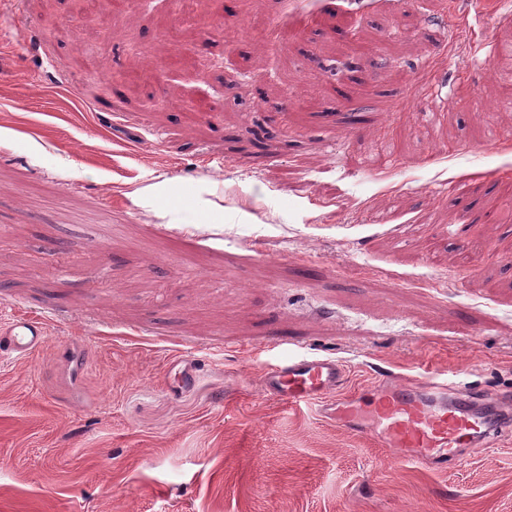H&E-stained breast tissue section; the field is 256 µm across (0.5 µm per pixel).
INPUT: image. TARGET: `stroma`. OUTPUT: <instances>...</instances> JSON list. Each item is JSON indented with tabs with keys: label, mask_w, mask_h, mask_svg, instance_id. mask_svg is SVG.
Here are the masks:
<instances>
[{
	"label": "stroma",
	"mask_w": 512,
	"mask_h": 512,
	"mask_svg": "<svg viewBox=\"0 0 512 512\" xmlns=\"http://www.w3.org/2000/svg\"><path fill=\"white\" fill-rule=\"evenodd\" d=\"M112 2L0 4V512H512L511 432L441 472L259 385L512 395L500 0ZM44 324L32 318H14L0 325V350L8 351L14 358H28L39 352L47 343Z\"/></svg>",
	"instance_id": "obj_1"
}]
</instances>
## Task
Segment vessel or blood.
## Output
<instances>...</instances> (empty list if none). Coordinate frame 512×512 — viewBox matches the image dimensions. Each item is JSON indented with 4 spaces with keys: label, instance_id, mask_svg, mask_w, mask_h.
I'll list each match as a JSON object with an SVG mask.
<instances>
[{
    "label": "vessel or blood",
    "instance_id": "obj_1",
    "mask_svg": "<svg viewBox=\"0 0 512 512\" xmlns=\"http://www.w3.org/2000/svg\"><path fill=\"white\" fill-rule=\"evenodd\" d=\"M47 340L36 319L0 325V350L16 358L33 356ZM346 378L336 358L291 352L265 370L261 388L291 407H319L394 456L439 471L457 465L463 450L491 447L502 434V415L512 412L511 397L486 401L438 376L411 383L385 375L357 394L346 392Z\"/></svg>",
    "mask_w": 512,
    "mask_h": 512
}]
</instances>
